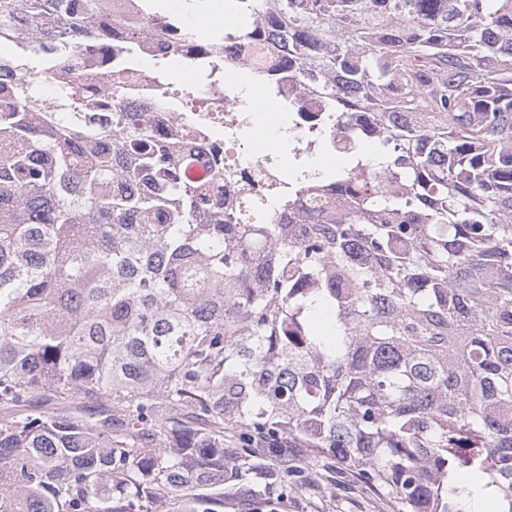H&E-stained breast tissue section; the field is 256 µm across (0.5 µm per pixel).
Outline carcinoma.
I'll use <instances>...</instances> for the list:
<instances>
[{
  "label": "carcinoma",
  "instance_id": "1",
  "mask_svg": "<svg viewBox=\"0 0 512 512\" xmlns=\"http://www.w3.org/2000/svg\"><path fill=\"white\" fill-rule=\"evenodd\" d=\"M97 3L0 0V512H217L196 492L289 442L400 512H464L474 473L512 512V0H235L212 36L143 0L120 42ZM144 35L276 42L273 96L324 98L268 223L216 196L235 168L196 181L126 114L122 79L46 96ZM156 79L157 104L181 94ZM342 123L377 158L310 167ZM312 191L344 208L301 222Z\"/></svg>",
  "mask_w": 512,
  "mask_h": 512
}]
</instances>
